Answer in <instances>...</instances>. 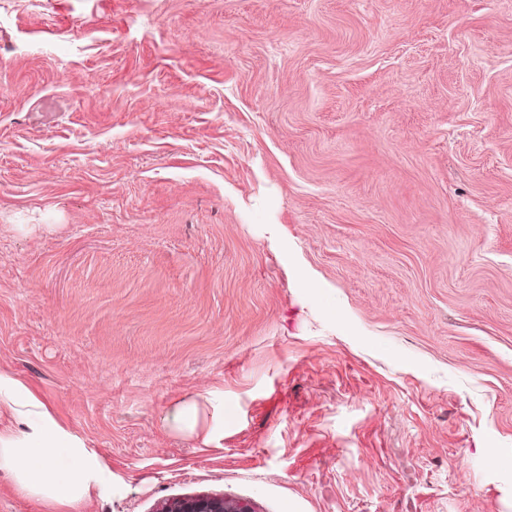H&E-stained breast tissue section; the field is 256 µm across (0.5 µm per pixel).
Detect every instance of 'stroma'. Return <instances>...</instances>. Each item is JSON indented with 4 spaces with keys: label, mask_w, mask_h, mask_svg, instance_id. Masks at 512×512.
Here are the masks:
<instances>
[{
    "label": "stroma",
    "mask_w": 512,
    "mask_h": 512,
    "mask_svg": "<svg viewBox=\"0 0 512 512\" xmlns=\"http://www.w3.org/2000/svg\"><path fill=\"white\" fill-rule=\"evenodd\" d=\"M0 369L80 512H512V0H0ZM0 407L25 426L20 432L0 431V469L12 473L20 493L79 512L91 490L111 473L106 460L89 453L44 402L6 371H0ZM173 430L192 435L198 429V406L195 400L180 403L169 418ZM157 512H256L249 499L229 500L216 495H196L170 499L160 503Z\"/></svg>",
    "instance_id": "35a3bbf8"
}]
</instances>
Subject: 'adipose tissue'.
<instances>
[{"label":"adipose tissue","mask_w":512,"mask_h":512,"mask_svg":"<svg viewBox=\"0 0 512 512\" xmlns=\"http://www.w3.org/2000/svg\"><path fill=\"white\" fill-rule=\"evenodd\" d=\"M0 407L24 425L19 432L0 431V469L12 473L20 493L78 512L108 474L106 460L89 453L78 436L56 421L44 402L6 371H0Z\"/></svg>","instance_id":"1"}]
</instances>
